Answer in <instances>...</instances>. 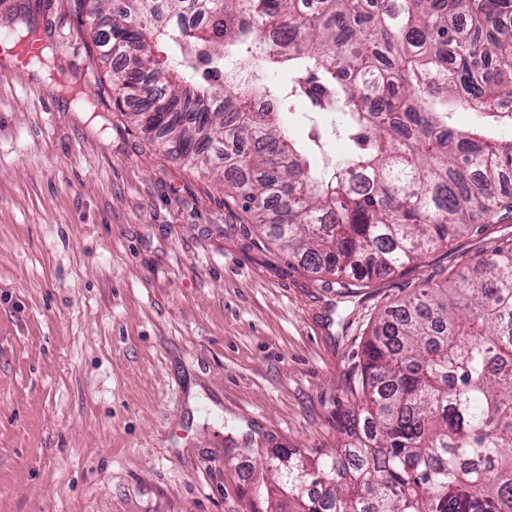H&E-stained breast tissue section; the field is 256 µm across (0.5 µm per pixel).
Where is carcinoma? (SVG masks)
I'll use <instances>...</instances> for the list:
<instances>
[{"label":"carcinoma","instance_id":"1","mask_svg":"<svg viewBox=\"0 0 512 512\" xmlns=\"http://www.w3.org/2000/svg\"><path fill=\"white\" fill-rule=\"evenodd\" d=\"M69 3L112 23L90 52L124 59L115 108L343 296L512 212V0ZM21 21L16 39L39 35ZM298 97L335 117L310 146L289 128ZM344 396L336 449L269 458L284 512H512V240L381 309Z\"/></svg>","mask_w":512,"mask_h":512}]
</instances>
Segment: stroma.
I'll list each match as a JSON object with an SVG mask.
<instances>
[{
    "label": "stroma",
    "instance_id": "obj_1",
    "mask_svg": "<svg viewBox=\"0 0 512 512\" xmlns=\"http://www.w3.org/2000/svg\"><path fill=\"white\" fill-rule=\"evenodd\" d=\"M23 10L67 82L0 65V512H276L264 461L335 448L370 317L512 218L339 296L115 111L68 0Z\"/></svg>",
    "mask_w": 512,
    "mask_h": 512
}]
</instances>
